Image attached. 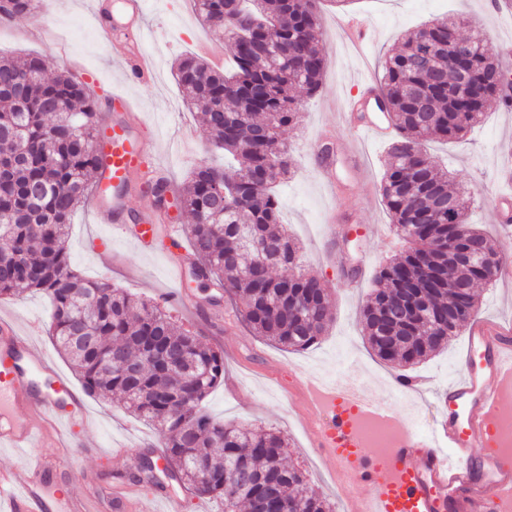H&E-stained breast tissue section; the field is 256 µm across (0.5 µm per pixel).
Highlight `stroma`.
I'll return each instance as SVG.
<instances>
[{"label":"stroma","instance_id":"1","mask_svg":"<svg viewBox=\"0 0 512 512\" xmlns=\"http://www.w3.org/2000/svg\"><path fill=\"white\" fill-rule=\"evenodd\" d=\"M356 15L372 24L378 38L366 57H359L338 32L340 23ZM324 29L335 32L324 44L326 70L323 86L303 100L299 127L285 129L281 139L288 146L291 177L277 186L282 220L302 244L301 266L305 274L326 284L332 299L333 319L324 335L307 350L289 352L256 336L246 326L230 298L221 302L223 318L190 314L174 306L167 313L176 324L192 330L200 341L224 353V377L236 380V392L217 386L205 402L215 419L247 428L266 427L283 432L290 443L285 460L301 469L310 484L334 505L344 497L326 458L310 446L309 420L298 379L320 374L325 382L350 367L360 374L363 390L374 400L392 407L406 426L428 432L435 426L438 407L435 394L459 371V352L464 336H456L448 349L423 363L401 369L381 361L364 335L361 309L373 289L379 266L399 254L403 241L397 236L384 206L380 184L382 161L389 139H368L366 173L354 170L344 158L350 133L342 103L355 93L357 77L378 78L380 58L402 42L418 25L456 16L462 32L481 35L491 55H498L501 39H512V19L490 13L485 0H349L344 8L322 7ZM209 47L224 48L221 33L197 20L192 0H148L141 47L153 71L151 82L126 76L121 62L112 56L113 36L101 29L89 0H42L36 17H18L0 23V56L36 54L46 59L50 72L67 71L85 83L99 105L113 93L126 94L139 112L154 144L149 167L162 171L173 189H180L190 172L209 162L223 164L221 154L210 152L202 115L185 103L171 67L184 55L201 56L198 39ZM332 143L336 188L323 184L314 153L318 138ZM433 165L447 168L456 187L468 189L474 198L472 223L500 236L496 220L497 193L501 187L498 158L512 153V112L492 104L484 120L461 143L433 139L426 144ZM74 265L86 276L103 279L137 297L157 301L159 292L176 289L166 254L145 253L118 224H100L91 203L74 215L68 241ZM478 314L512 323V279L494 278L480 283ZM0 311L12 315L21 329L48 353L51 340V306L40 293L0 299ZM422 384L416 394L396 388L398 375ZM99 423L77 439L68 471L58 474L57 494L111 489L130 472L121 459L104 460L100 449L116 443L135 445L157 438L158 432L127 412L119 400L90 398Z\"/></svg>","mask_w":512,"mask_h":512}]
</instances>
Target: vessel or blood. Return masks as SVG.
I'll return each mask as SVG.
<instances>
[{
	"mask_svg": "<svg viewBox=\"0 0 512 512\" xmlns=\"http://www.w3.org/2000/svg\"><path fill=\"white\" fill-rule=\"evenodd\" d=\"M146 0H124L128 37L140 36ZM350 47L366 55L374 28L352 17L343 25ZM125 70L148 81L153 69L145 56L115 48ZM103 138L94 209L100 220L122 224L134 173L144 171L151 145L128 97L114 95L97 114ZM137 244L156 251L179 245L176 225L159 226L154 207L138 210ZM461 369L438 398L439 418L431 434L400 438L388 456L366 452L355 418L385 415V407L358 391L307 386L312 445L325 455L346 490V512H501L512 499V460L494 453L496 417L503 411L504 383L512 382V326L479 319L470 327L460 355ZM97 416L85 393L62 373L16 322L0 314V447L30 448L48 442L22 470L0 468V500L5 512H102V500L72 494L55 507L45 477L64 468L77 431L95 427ZM113 512H144L138 487L113 490Z\"/></svg>",
	"mask_w": 512,
	"mask_h": 512,
	"instance_id": "obj_1",
	"label": "vessel or blood"
}]
</instances>
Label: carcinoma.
Instances as JSON below:
<instances>
[{"instance_id":"cac0c4a2","label":"carcinoma","mask_w":512,"mask_h":512,"mask_svg":"<svg viewBox=\"0 0 512 512\" xmlns=\"http://www.w3.org/2000/svg\"><path fill=\"white\" fill-rule=\"evenodd\" d=\"M203 23L227 41L233 72L215 70L196 56L175 63L186 101L203 113L210 144L227 168L198 166L181 206L195 277L231 293L257 336L286 349L306 350L331 322L329 295L317 278L298 271L300 248L281 224L275 184L288 174L281 132L298 124L293 91L315 94L326 59L320 0H195ZM37 0H11L1 19L31 14ZM459 22L435 19L414 30L385 57L379 95L396 130L384 160L381 196L397 235H413L398 257L380 267L362 309L371 349L383 361L413 366L448 346L472 313L450 323L448 302L477 309L468 283L479 272L448 263V249L464 243L498 254V241L469 222L470 196L448 187V171L433 166L430 139L458 142L488 105L503 98L499 65L474 47L470 99L458 105L448 88L459 75L448 56ZM433 46L429 66L419 52ZM45 59L0 56V297L44 293L53 307L52 338L93 396L121 398L126 410L152 423L162 437L157 458L144 457L148 482L161 473L197 496L248 512H333L332 505L285 463L287 439L264 428L244 429L202 411L224 377V355L177 327L157 305L72 267L67 250L71 217L89 197L98 157L89 149L97 130L95 102L86 84L68 73L45 77ZM448 212L439 203L448 199ZM274 247L285 274L267 270L256 246ZM407 288L419 295L412 317L392 315ZM152 360L135 376L110 361ZM185 394L182 406L170 392Z\"/></svg>"}]
</instances>
